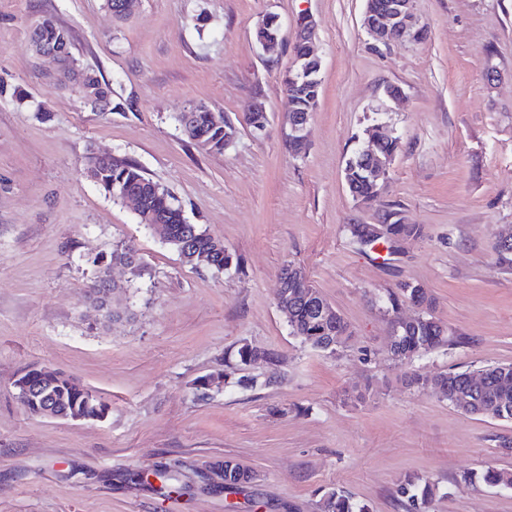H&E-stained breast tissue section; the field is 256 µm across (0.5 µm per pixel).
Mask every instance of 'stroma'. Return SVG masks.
Returning <instances> with one entry per match:
<instances>
[{
    "label": "stroma",
    "mask_w": 512,
    "mask_h": 512,
    "mask_svg": "<svg viewBox=\"0 0 512 512\" xmlns=\"http://www.w3.org/2000/svg\"><path fill=\"white\" fill-rule=\"evenodd\" d=\"M365 0H139L120 21L107 0H0V512H319L339 488L369 512H406L399 479L436 484L426 512H512V492L464 473L512 470V421L470 416L401 377L512 363V268L492 248L512 231V0H413L424 35L384 45L362 25ZM278 15L284 43L254 32ZM308 14L321 97L307 148L288 151L294 20ZM68 28L80 66L111 84L122 110L95 112L36 57L30 32ZM397 87L400 101L386 96ZM268 121H244L252 100ZM205 103L237 134L223 153L189 143L178 118ZM399 139L379 201L349 193L345 162L372 119ZM136 163L187 223L242 259L216 272L183 261L132 203L85 173L90 154ZM397 210L422 237L396 253L362 252L347 224ZM115 315H92L85 290L113 249ZM295 264L351 332L335 353L293 336L277 306ZM435 299L454 337L412 365L388 354L380 302L402 282ZM275 364L232 366L244 390L196 379L241 344ZM47 366L107 405L100 420L28 413L16 380ZM369 388L359 408L344 390ZM255 473L220 486L225 459ZM170 466L161 483L152 473ZM268 25H276L277 33L272 34L269 38H261L257 44L264 53L273 52L283 41L282 24L279 17L273 14L265 16L258 24L257 29H265ZM112 263L123 264L131 270H136L139 266V259L132 247H120L112 251L109 264L112 265ZM110 265H106L103 269H100L96 278L105 281L108 277L107 269Z\"/></svg>",
    "instance_id": "35a3bbf8"
}]
</instances>
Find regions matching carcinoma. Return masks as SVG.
<instances>
[{"label": "carcinoma", "instance_id": "cac0c4a2", "mask_svg": "<svg viewBox=\"0 0 512 512\" xmlns=\"http://www.w3.org/2000/svg\"><path fill=\"white\" fill-rule=\"evenodd\" d=\"M32 35L42 40H60L67 45L69 52L60 59L61 71H67L70 64L76 61L71 52L72 35L67 28L46 19L32 31ZM87 87L88 93L112 100L110 84L100 79L97 72L90 68L87 69ZM320 91L321 85L317 84L299 95L291 96L293 111L288 113V117L311 114L318 103ZM210 116L209 112L188 113L183 132L189 140L211 152L221 154L227 148L228 140L235 136L236 129L224 122L216 125ZM363 135L364 139L372 140L373 151L381 156L393 155L398 150V138L379 131L375 123L368 125L363 130ZM92 161L93 181L116 198L126 192L139 196L142 200V219L162 225L165 239L183 260L195 266L198 258L202 257L206 261L205 267L210 269H241V258L224 248L220 240L212 237L198 224L183 223L179 207L172 202L171 196L157 182L147 177L136 164L110 157H94ZM371 162V156L356 151L353 161L346 163L344 171L349 192L353 198L364 203L375 201L380 193V189L376 188L369 177ZM396 216V211L389 210L384 217L387 223L386 246L389 248L395 238L408 239L419 237L423 233L422 225L404 224ZM110 262L123 264L132 270L139 266L137 254L131 247L114 249ZM86 298L96 311L107 315L111 313L108 289L89 288ZM321 301L323 297L310 283L288 280V325L293 335L315 349L334 352L348 340V326L339 314L328 319L320 316ZM402 301H411L421 307L415 321L403 324L398 319L397 309ZM431 307V297L419 284L402 282L397 291L389 294L386 313L390 316L392 331L389 353L394 361L410 364L448 344L447 330L434 320L430 314ZM234 357L238 365L272 363L275 360V354L254 349L247 344L240 345ZM435 379L442 381L447 387L444 399L448 403H453L455 393L464 392L474 401L472 414L481 415V406L494 402L497 407L494 418L512 421L511 363L488 364L475 371L454 372L450 376L439 374ZM35 387L36 391L29 398L18 394L23 407L32 415L37 414L38 409L47 401L64 417L77 415L93 418L105 410V404L99 398H89V389L80 388L76 380L58 371L49 379L35 380ZM253 480V472L236 462L231 471V486L227 490L237 493L248 487ZM476 482L512 489V471L489 467L480 474H467L462 478V483L466 486ZM436 493L437 488L434 485L422 481L416 475H404L397 485V494L406 500L408 512H423ZM320 512H368V508L354 502L344 491L330 489L321 497Z\"/></svg>", "mask_w": 512, "mask_h": 512}]
</instances>
